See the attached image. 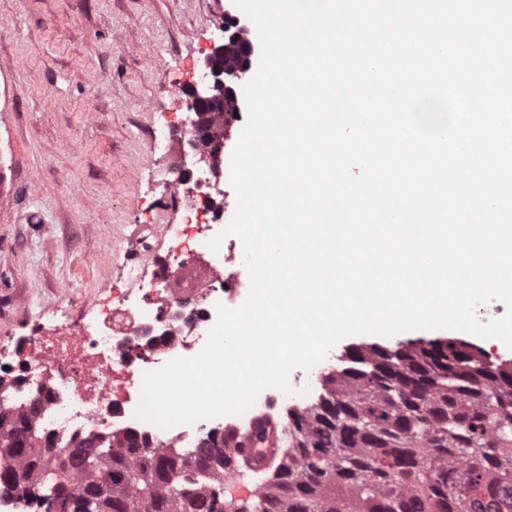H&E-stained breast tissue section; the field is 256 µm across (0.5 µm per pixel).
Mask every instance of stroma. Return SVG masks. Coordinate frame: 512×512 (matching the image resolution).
Returning <instances> with one entry per match:
<instances>
[{
  "instance_id": "stroma-1",
  "label": "stroma",
  "mask_w": 512,
  "mask_h": 512,
  "mask_svg": "<svg viewBox=\"0 0 512 512\" xmlns=\"http://www.w3.org/2000/svg\"><path fill=\"white\" fill-rule=\"evenodd\" d=\"M233 0H0V347L92 317L176 224L164 149ZM63 304H56L58 293Z\"/></svg>"
}]
</instances>
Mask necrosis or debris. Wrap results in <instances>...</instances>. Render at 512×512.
I'll return each instance as SVG.
<instances>
[{
    "instance_id": "necrosis-or-debris-1",
    "label": "necrosis or debris",
    "mask_w": 512,
    "mask_h": 512,
    "mask_svg": "<svg viewBox=\"0 0 512 512\" xmlns=\"http://www.w3.org/2000/svg\"><path fill=\"white\" fill-rule=\"evenodd\" d=\"M224 156L179 169L172 196L181 221L218 231L229 208ZM163 234L177 243L180 267H172L147 242L139 251L151 273L133 279L104 314L70 325L39 327L11 350L0 348V386L21 406L37 404L39 427L57 445L101 434H137L153 445L195 449L222 433L223 417L163 429L136 418L143 376L172 359L192 358L204 348L218 306L235 308L248 292L247 268L236 260L237 239L209 254L191 248L175 227Z\"/></svg>"
}]
</instances>
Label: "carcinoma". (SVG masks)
<instances>
[{
    "label": "carcinoma",
    "instance_id": "cac0c4a2",
    "mask_svg": "<svg viewBox=\"0 0 512 512\" xmlns=\"http://www.w3.org/2000/svg\"><path fill=\"white\" fill-rule=\"evenodd\" d=\"M36 408L0 412V492L36 485L39 512H512V360L454 338L395 347L355 345L327 373L321 398L289 411L284 444L266 458L251 510L224 504V440L192 458L127 434L55 445L33 425ZM71 469L75 479L58 481Z\"/></svg>",
    "mask_w": 512,
    "mask_h": 512
}]
</instances>
